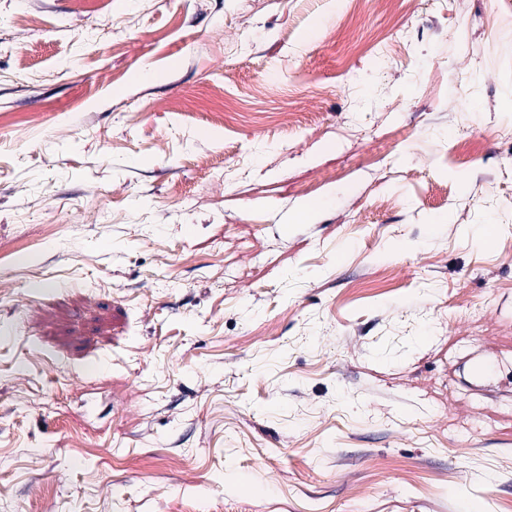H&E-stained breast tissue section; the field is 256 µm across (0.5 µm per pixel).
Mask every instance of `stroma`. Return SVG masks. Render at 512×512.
<instances>
[{
	"label": "stroma",
	"mask_w": 512,
	"mask_h": 512,
	"mask_svg": "<svg viewBox=\"0 0 512 512\" xmlns=\"http://www.w3.org/2000/svg\"><path fill=\"white\" fill-rule=\"evenodd\" d=\"M347 9L0 0V512H512V6Z\"/></svg>",
	"instance_id": "stroma-1"
}]
</instances>
